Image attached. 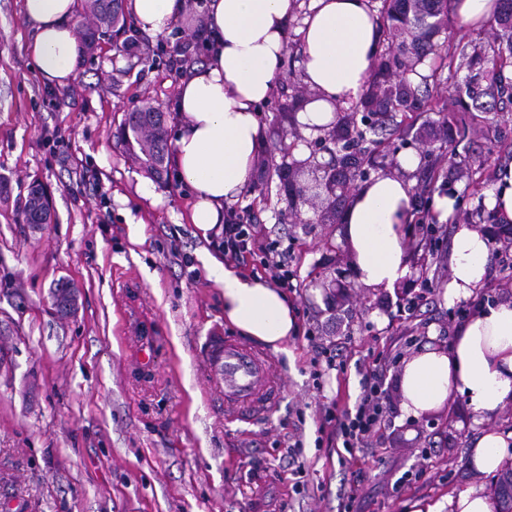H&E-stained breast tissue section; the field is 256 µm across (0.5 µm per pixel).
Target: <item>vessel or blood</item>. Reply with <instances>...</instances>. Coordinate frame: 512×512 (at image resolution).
<instances>
[{"instance_id":"1","label":"vessel or blood","mask_w":512,"mask_h":512,"mask_svg":"<svg viewBox=\"0 0 512 512\" xmlns=\"http://www.w3.org/2000/svg\"><path fill=\"white\" fill-rule=\"evenodd\" d=\"M208 361L224 381V411L244 422L263 420L275 407L282 386L271 374L267 353L225 336L213 337Z\"/></svg>"}]
</instances>
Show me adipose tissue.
Wrapping results in <instances>:
<instances>
[{
  "label": "adipose tissue",
  "instance_id": "ef3b65f1",
  "mask_svg": "<svg viewBox=\"0 0 512 512\" xmlns=\"http://www.w3.org/2000/svg\"><path fill=\"white\" fill-rule=\"evenodd\" d=\"M210 31L205 62L183 78L176 110L183 118L171 160L195 193L191 222L202 232L224 220L226 200L248 183L263 140L259 106L276 81L287 49L295 0H207ZM125 9L144 31L161 36L185 15V0H127ZM76 0H23V17L34 31L32 55L47 82L74 77L79 44L71 19ZM304 83L318 98L299 115L306 128L335 120L338 107L358 100L370 78L381 32L367 0H311L299 28ZM411 185L378 175L358 187L343 215L355 250L356 273L368 286L388 288L405 277L406 226ZM490 256L488 239L471 224L452 236L445 298L456 301L482 287ZM210 274L224 291V320L242 335L272 348L299 326L287 294L260 279L211 260ZM404 412L417 416L464 396L479 418L512 402V300L478 308L459 324L448 347L408 357L398 376ZM491 474L512 462V443L495 431L479 438L469 457Z\"/></svg>",
  "mask_w": 512,
  "mask_h": 512
}]
</instances>
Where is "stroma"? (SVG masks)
<instances>
[{
	"label": "stroma",
	"mask_w": 512,
	"mask_h": 512,
	"mask_svg": "<svg viewBox=\"0 0 512 512\" xmlns=\"http://www.w3.org/2000/svg\"><path fill=\"white\" fill-rule=\"evenodd\" d=\"M448 2L436 45L450 55L473 45L490 53L497 22L463 25L457 0ZM202 3L185 0L183 20L150 36V46L207 40ZM300 25L288 23L287 51L260 106L257 172L280 163V142L308 136L288 119L315 95L301 79ZM32 42L22 0H0V512H414L487 489L493 477L470 467V450L485 430L512 432V402L479 424L460 396L413 418L400 410L396 380L405 357L444 346L465 313L512 299L497 261L481 290L453 305L443 298L446 243L427 258L436 272L428 305L409 310L396 289L358 280L337 302L313 285L325 267L353 259L344 225L320 221L326 200L288 195L275 181L244 188L232 208L279 231L291 249L288 295L302 333L271 354L285 388L269 419L230 420L224 381L206 361L210 337L236 334L207 270L220 252L189 220L191 188L174 173L147 175L116 136L125 114L147 101L175 131L182 72L104 41L79 54L70 83L50 85ZM418 71L433 109L399 114L388 148L431 153L439 177L411 172L413 204L450 193V224L471 223L479 199L464 173L479 170L489 187L512 164V103L464 112L448 97L468 68L437 71L427 60ZM34 182L52 200L45 227L19 218ZM62 279L78 287L64 316L52 297ZM329 351L345 356L344 371L327 369ZM368 364L383 371L387 411L351 466L322 422L355 404ZM295 441L298 477L288 466Z\"/></svg>",
	"instance_id": "stroma-1"
}]
</instances>
